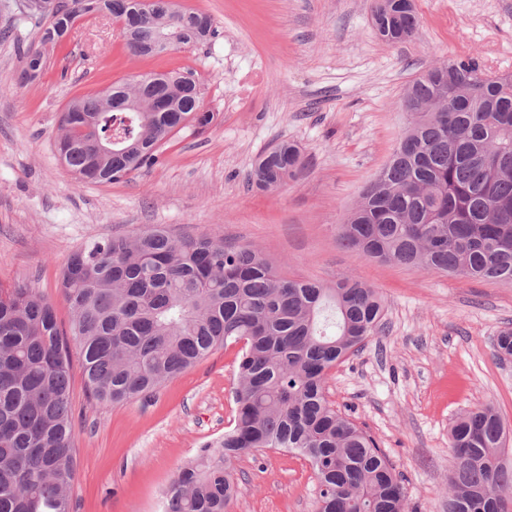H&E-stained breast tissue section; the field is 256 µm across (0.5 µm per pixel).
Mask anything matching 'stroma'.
Returning <instances> with one entry per match:
<instances>
[{
  "mask_svg": "<svg viewBox=\"0 0 512 512\" xmlns=\"http://www.w3.org/2000/svg\"><path fill=\"white\" fill-rule=\"evenodd\" d=\"M173 2L210 15L214 36L135 57L112 18L84 19L23 84L20 53L40 29L24 0H0V285L35 288L68 330L61 276L69 257L161 225L253 246L292 279L333 285L352 276L377 288L383 330L330 371L326 393L375 439L413 512H446L458 414L489 404L512 429V357L492 354L494 336L512 327V284L370 260L341 247L336 232L406 126L410 81L467 58L512 74V0H413L419 27L396 44L377 35L374 0ZM177 68L202 83L213 123L181 130L156 164L123 181L78 183L56 153L67 102ZM285 139L304 150L301 173L272 192L252 188L256 157ZM70 357L74 512H163L178 469L235 425L240 344L148 399L101 409L89 404L78 346ZM234 474L230 512H316L317 480L298 454L255 450Z\"/></svg>",
  "mask_w": 512,
  "mask_h": 512,
  "instance_id": "35a3bbf8",
  "label": "stroma"
}]
</instances>
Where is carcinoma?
<instances>
[{
	"label": "carcinoma",
	"mask_w": 512,
	"mask_h": 512,
	"mask_svg": "<svg viewBox=\"0 0 512 512\" xmlns=\"http://www.w3.org/2000/svg\"><path fill=\"white\" fill-rule=\"evenodd\" d=\"M100 0H28L43 21L18 79L41 74L46 36L69 12L96 16ZM121 14L136 56L175 50L214 33L210 15L146 0ZM388 41L411 39L418 17L406 0H376ZM472 60L433 66L406 88L408 123L387 162L339 227L338 242L367 258L512 283V76L482 79ZM118 108L96 92L71 100L59 118L58 151L79 182L112 183L158 161L159 149L201 111L190 71L146 73L112 87ZM300 148L282 141L259 155L250 180L274 190L303 169ZM70 309L64 337L55 309L35 289L0 287V512H71L76 460L68 340L79 347L90 404L146 400L215 350L244 342L235 426L218 448L184 464L165 490L164 512H228L233 464L258 448L307 459L317 512H409L402 479L374 440L328 400V373L382 326L384 300L345 278L334 286L279 276L259 251L222 237L172 235L156 225L134 239L97 240L62 271ZM512 356V329L494 338ZM506 432L489 405L461 412L449 445L454 467L448 512H512Z\"/></svg>",
	"instance_id": "carcinoma-1"
}]
</instances>
